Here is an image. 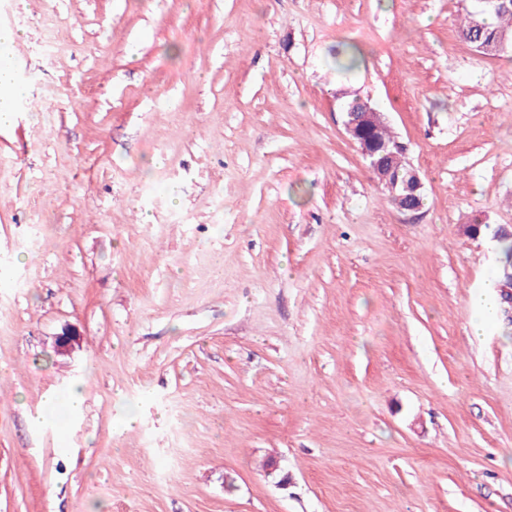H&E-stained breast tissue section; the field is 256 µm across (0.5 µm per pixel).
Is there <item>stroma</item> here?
I'll use <instances>...</instances> for the list:
<instances>
[{
    "mask_svg": "<svg viewBox=\"0 0 512 512\" xmlns=\"http://www.w3.org/2000/svg\"><path fill=\"white\" fill-rule=\"evenodd\" d=\"M475 4L0 0L27 65L0 126V512H512V304L476 334L469 303L512 225V44L460 35ZM354 93L418 213L349 140ZM75 385L80 413L29 423ZM364 102L355 95L345 103L344 112H347L344 121L345 131L358 145L362 156L367 161L369 171L383 193L385 194L388 190L390 195L399 202L397 209L402 213L419 212L422 206L415 205L413 200L417 198L418 192L423 190L422 179L417 170L410 165L414 172V179L410 182H400L390 168L399 170L401 177H408L409 164L405 156L406 149L396 150L393 155L394 151L387 144L374 145L363 136V130L368 126L385 122L384 114L376 107H372L370 103L367 104V111L361 112ZM387 157H390L388 160L390 168L386 165Z\"/></svg>",
    "mask_w": 512,
    "mask_h": 512,
    "instance_id": "1",
    "label": "stroma"
}]
</instances>
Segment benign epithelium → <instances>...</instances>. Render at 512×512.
I'll list each match as a JSON object with an SVG mask.
<instances>
[{
	"label": "benign epithelium",
	"mask_w": 512,
	"mask_h": 512,
	"mask_svg": "<svg viewBox=\"0 0 512 512\" xmlns=\"http://www.w3.org/2000/svg\"><path fill=\"white\" fill-rule=\"evenodd\" d=\"M385 121V116L376 107L367 106L365 112L347 113L344 127L347 135L353 140L367 161L368 169L378 186L390 192L398 202V210L402 213H416L421 206L413 203L418 192L423 190V182L419 173H414L410 182H401L392 170L386 165V158L392 156L394 151L386 144L374 145L363 136V130L370 125H377Z\"/></svg>",
	"instance_id": "1"
}]
</instances>
